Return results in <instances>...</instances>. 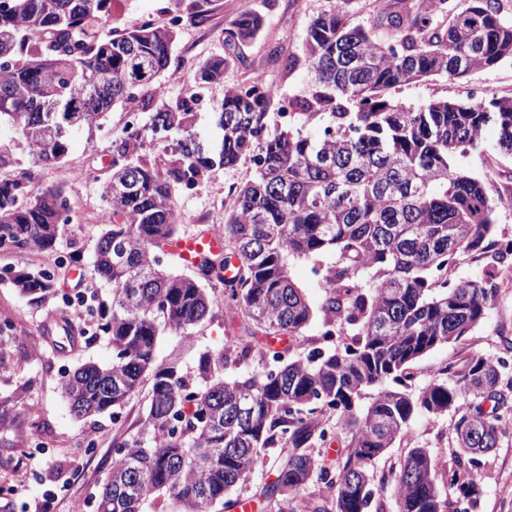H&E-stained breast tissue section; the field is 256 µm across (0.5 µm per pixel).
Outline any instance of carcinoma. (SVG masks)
Instances as JSON below:
<instances>
[{"mask_svg":"<svg viewBox=\"0 0 512 512\" xmlns=\"http://www.w3.org/2000/svg\"><path fill=\"white\" fill-rule=\"evenodd\" d=\"M110 12L111 0H0V128L12 131L35 166L64 162L75 136L93 135L135 90L155 93L169 67L174 27L134 25L102 39L96 25ZM378 24L389 39L342 12L313 20L304 43L312 89L291 103L287 127L261 142L252 136L266 117L267 95L258 87L230 88L217 105L220 155L198 153L189 137L195 113L182 102L150 117L151 125L181 134L156 143L164 169L139 158L131 137L112 142L101 190L108 220L91 264V278L112 285V300L100 307L92 334L66 312L54 322L71 349L99 337L112 346L110 364L87 362L62 378L77 420L114 418L149 384L136 430L112 437L115 455L96 512H144L158 498L172 512H228L238 507L232 493L270 462L276 479L259 490L270 512H368L387 489L397 512H451L441 478L465 512H479L483 461L512 412L506 358L470 355L417 391L409 379L415 362L468 336L497 294L492 271L450 284L440 274L457 255L479 259L497 245L484 183L452 159L490 124L512 155V97L435 100L414 110L384 93L429 76L455 81L512 64V22L500 18L498 0H468L463 8L423 0ZM262 27L261 15L244 12L224 42L232 47ZM225 65L222 55L207 59L198 84L223 80ZM49 108L70 127L59 142L47 134ZM324 110L317 136L294 128ZM246 156L254 177L236 191L222 225L231 255L199 260L214 281L165 269L161 246L179 234L172 185H192L214 166L233 167ZM69 209L64 190L36 188L30 169L0 179V247L52 254ZM116 239L127 247L122 260L112 251ZM320 257L331 261L316 269L323 291L316 308L289 262ZM233 258L240 287L224 312L250 324L199 353L191 383L179 357L156 364L157 336L166 328L184 340L213 314L215 283L225 281ZM8 273L35 305L63 279L49 268ZM317 312L341 336L335 347L294 357L288 347L269 345L303 335ZM253 360L265 363L261 374L224 378L227 368ZM24 393L0 391V440L10 435L20 443L34 432L19 420ZM450 412L447 473L429 449L416 446L375 480L377 461L416 417ZM327 413L348 438L328 466L315 454L329 434L322 426ZM314 482L323 485L318 496L300 498Z\"/></svg>","mask_w":512,"mask_h":512,"instance_id":"1","label":"carcinoma"}]
</instances>
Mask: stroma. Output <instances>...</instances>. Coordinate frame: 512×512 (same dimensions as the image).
Wrapping results in <instances>:
<instances>
[{"instance_id": "stroma-1", "label": "stroma", "mask_w": 512, "mask_h": 512, "mask_svg": "<svg viewBox=\"0 0 512 512\" xmlns=\"http://www.w3.org/2000/svg\"><path fill=\"white\" fill-rule=\"evenodd\" d=\"M415 0H210L208 19L197 23L191 16L190 0H112L113 17L101 21L98 32L107 34L133 25L138 16L152 13L159 18L182 16L165 82V100L176 103L196 96L194 129L201 135L214 131L211 112L224 97L226 89L244 85L253 74H263L277 89L275 98L267 100L266 127L282 125V104L308 94L312 77L302 48L311 22L320 14L342 11L352 23L374 26L378 37H385L377 21L390 14L406 13ZM251 11L264 18V26L252 40L240 43L229 56L224 80L205 88L199 87L196 73L209 57L223 53L224 36L232 28L240 12ZM294 58L293 68H285L286 58ZM485 81L493 86L495 96L512 97V65L493 71H475L469 78L451 81L443 77L424 78L390 90L389 98L405 106L419 108L436 98L465 99L469 83ZM154 110L147 97L120 103L93 138L76 139L64 164L32 168L26 152L15 151L14 164L7 175L34 169L38 187H65L73 208L72 222L61 225L56 253L67 256L75 249L82 250L85 260H92L101 233L100 215L103 211L100 181L97 178L72 179L70 173L85 171L92 157L111 159V144L123 138L127 112H136L141 123H148ZM498 133L487 128L477 147L467 154L455 156L453 163L469 175L479 178L495 205L497 237H512V156L502 154ZM255 173L251 158L245 157L232 168L214 167L196 186H176L173 201L180 213V236L212 231L224 222L229 206L219 195L223 186L238 187ZM74 274H67L59 284L60 291L41 304H31L9 281L0 280V324L11 322L12 340L0 342V390L25 387L21 417L27 425L38 426L46 440L45 447L31 449L27 445L0 446V512H39L46 492L58 493L57 512H72L78 498L94 494L103 481L114 455L112 435L116 429L111 418L98 425L78 422L71 415L61 395L60 381L65 371L85 362L100 365L112 360V349L104 340L68 350L52 351L43 338L42 326L63 304L61 291L70 290ZM500 292L490 305L485 319L465 341L440 347L417 361L412 369L413 386L425 385L435 374L438 365L450 363L478 353L499 356L505 339H512V277L499 281ZM27 336L26 346H19L17 335ZM233 330L223 312L205 318L192 330V346H184L180 335L165 330L157 338L155 357L165 361L178 355L184 370H192L199 351L223 345ZM453 415L430 420L417 417L395 448L380 459L376 472L388 471L398 465L409 448H429L437 459L450 457L454 450L451 439ZM504 432L482 472L481 512H512V500L503 499L501 489L512 485V416L503 422Z\"/></svg>"}]
</instances>
